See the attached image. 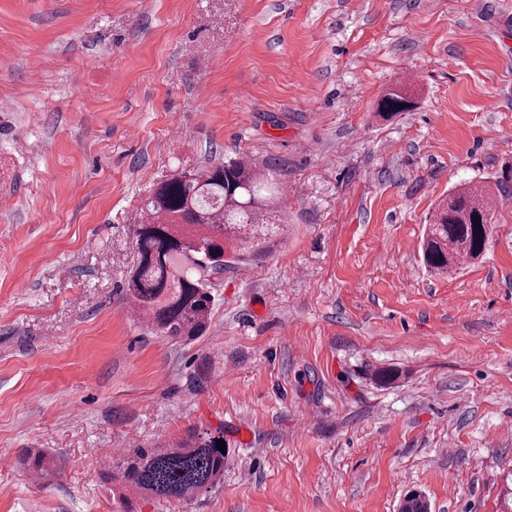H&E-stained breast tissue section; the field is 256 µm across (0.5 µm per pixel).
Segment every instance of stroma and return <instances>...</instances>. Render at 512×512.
<instances>
[{
	"instance_id": "1",
	"label": "stroma",
	"mask_w": 512,
	"mask_h": 512,
	"mask_svg": "<svg viewBox=\"0 0 512 512\" xmlns=\"http://www.w3.org/2000/svg\"><path fill=\"white\" fill-rule=\"evenodd\" d=\"M239 157L288 231L214 279L204 336L154 335L141 201ZM510 164L512 0H0V512H120L110 449L219 427L223 480L137 512H512V195L479 259L421 253ZM403 105V108H400ZM412 107V101L402 85L389 88L378 102L379 112L387 115L397 112H406Z\"/></svg>"
}]
</instances>
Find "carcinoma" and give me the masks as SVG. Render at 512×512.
<instances>
[{
	"label": "carcinoma",
	"mask_w": 512,
	"mask_h": 512,
	"mask_svg": "<svg viewBox=\"0 0 512 512\" xmlns=\"http://www.w3.org/2000/svg\"><path fill=\"white\" fill-rule=\"evenodd\" d=\"M412 101L403 86L389 88L378 102L387 114L406 112ZM279 187L240 159L203 169L182 168L153 184L143 201L145 220L135 225L137 265L125 294L130 307L160 336L185 341L203 335L214 296L211 277L257 259L285 232L276 207ZM512 194V168L490 186L461 183L439 204L423 240V261L446 273L485 251L492 196ZM218 361L204 357L193 375L199 386L211 380ZM220 429L195 431L154 448H132L108 472L117 482L122 512H136L135 500L191 501L224 477L225 454L217 448ZM32 475H51L47 453L27 456ZM400 512H429L424 496L412 492Z\"/></svg>",
	"instance_id": "1"
}]
</instances>
